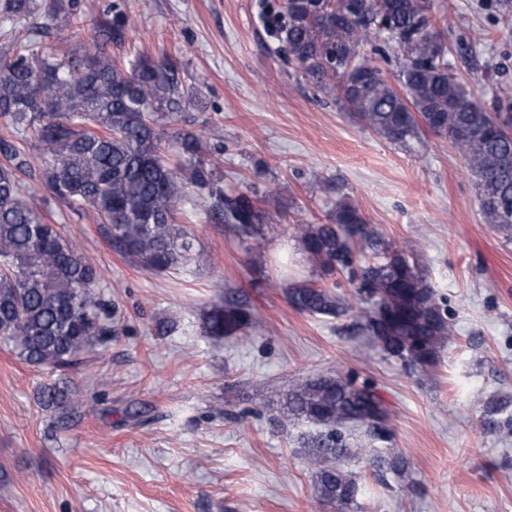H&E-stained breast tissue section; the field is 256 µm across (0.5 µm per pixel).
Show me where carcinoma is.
Masks as SVG:
<instances>
[{
	"label": "carcinoma",
	"instance_id": "cac0c4a2",
	"mask_svg": "<svg viewBox=\"0 0 512 512\" xmlns=\"http://www.w3.org/2000/svg\"><path fill=\"white\" fill-rule=\"evenodd\" d=\"M60 0H0V23L11 39L0 45V345L30 365L72 368L81 356L106 347L116 316L101 272L29 200L19 174L28 166L21 145L32 142L43 158L41 179L55 198L93 211L109 226L115 247L157 274L208 261L194 249L188 226L178 221L185 183L205 192L209 211L244 240L259 243V225L270 221L261 200L228 195L198 155L201 135L166 131L197 103L180 77L181 62L140 55L123 62L108 46L121 37L124 14L99 27L87 45L52 43L36 22L59 13ZM428 0H288L275 38L296 70L326 89L336 80L344 105L367 128L402 146L430 132L464 156L476 178L483 219L512 231V132L500 127L476 92L448 72V46L428 14ZM386 32L404 63L391 81L363 45ZM294 231L308 260L325 274L345 272L367 306L361 328L387 356L408 369L429 372L450 337L448 318L417 264L403 249L382 242L377 229L349 201L336 203L328 224L299 223ZM289 304L310 315L338 317L347 304L329 287L310 280L286 289ZM395 314L387 322L380 311ZM259 321L246 303L226 296L203 317L206 335L241 336ZM38 405L68 413L71 390L47 382ZM282 419L326 429L307 442L316 501L343 510L357 495L345 458V432L361 427L387 440L385 405L367 382L317 374L281 393ZM487 433L512 429L505 400L484 408Z\"/></svg>",
	"mask_w": 512,
	"mask_h": 512
}]
</instances>
